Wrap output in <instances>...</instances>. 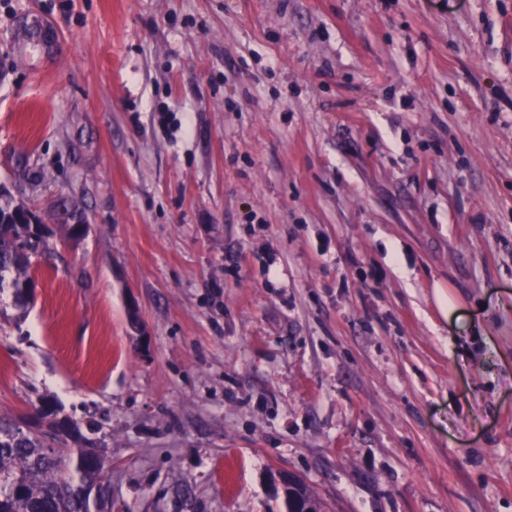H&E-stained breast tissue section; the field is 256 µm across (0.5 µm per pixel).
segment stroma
<instances>
[{
	"label": "stroma",
	"mask_w": 512,
	"mask_h": 512,
	"mask_svg": "<svg viewBox=\"0 0 512 512\" xmlns=\"http://www.w3.org/2000/svg\"><path fill=\"white\" fill-rule=\"evenodd\" d=\"M0 186L112 512H512V0H0Z\"/></svg>",
	"instance_id": "obj_1"
}]
</instances>
